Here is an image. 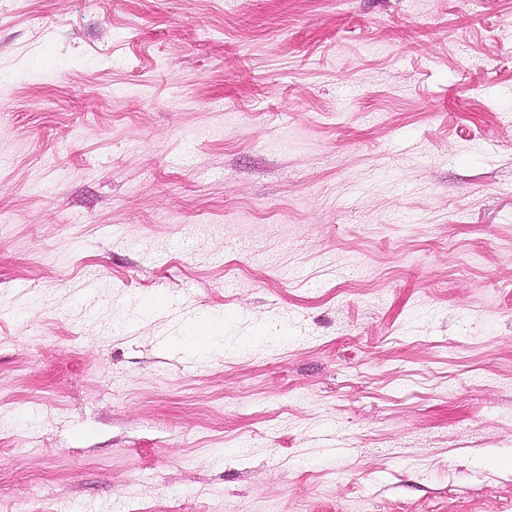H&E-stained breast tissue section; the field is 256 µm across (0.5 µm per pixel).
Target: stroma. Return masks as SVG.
Returning a JSON list of instances; mask_svg holds the SVG:
<instances>
[{
	"mask_svg": "<svg viewBox=\"0 0 512 512\" xmlns=\"http://www.w3.org/2000/svg\"><path fill=\"white\" fill-rule=\"evenodd\" d=\"M512 512V0H0V512Z\"/></svg>",
	"mask_w": 512,
	"mask_h": 512,
	"instance_id": "stroma-1",
	"label": "stroma"
}]
</instances>
